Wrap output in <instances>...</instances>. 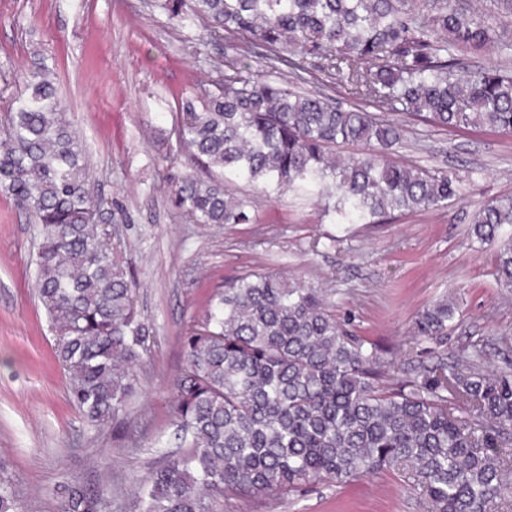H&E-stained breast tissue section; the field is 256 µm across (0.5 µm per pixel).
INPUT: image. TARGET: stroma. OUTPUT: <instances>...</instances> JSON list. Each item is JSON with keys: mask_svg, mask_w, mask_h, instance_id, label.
I'll list each match as a JSON object with an SVG mask.
<instances>
[{"mask_svg": "<svg viewBox=\"0 0 512 512\" xmlns=\"http://www.w3.org/2000/svg\"><path fill=\"white\" fill-rule=\"evenodd\" d=\"M199 28L169 21L152 0H0V122L35 55L55 69L63 110L102 198L101 226L137 285L136 310L155 342L140 370L130 422L92 426L73 403L55 337L34 294L37 230L0 192V473L23 512H57L68 483H111L112 512H127L139 483L173 440L172 383L186 362L182 338L221 282L261 269L322 288L351 334L375 345L393 374L416 348L412 327L447 298L459 323L437 356L473 344L493 372H512V290L495 279L494 246L471 234L484 200L512 196V136L445 130L403 119L396 161L463 178L451 208L405 212L379 224H340L316 199L276 194L242 180L249 224H199L177 204L187 178L209 179L181 150L182 102L203 107L224 80L225 48L193 45ZM417 487L384 471L315 482L281 496L233 498L221 512H422Z\"/></svg>", "mask_w": 512, "mask_h": 512, "instance_id": "obj_1", "label": "stroma"}]
</instances>
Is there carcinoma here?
Listing matches in <instances>:
<instances>
[{
	"label": "carcinoma",
	"instance_id": "obj_1",
	"mask_svg": "<svg viewBox=\"0 0 512 512\" xmlns=\"http://www.w3.org/2000/svg\"><path fill=\"white\" fill-rule=\"evenodd\" d=\"M199 39L232 52L224 92L178 113L179 146L220 178L185 180L178 203L199 224H249L232 174L266 191L304 187L340 224H377L394 212L439 210L464 197L448 173L389 159L402 125L344 109L294 87L305 75L344 78L349 94L382 112L443 129L512 136V70L460 75L465 53L494 42L491 17L456 0H157ZM288 67L260 77L254 48ZM45 60L0 135V189L39 226L37 295L66 367L73 401L91 422L124 414L137 368L152 353L137 318L135 283L98 229L80 138L60 111ZM339 143L364 152L336 159ZM471 233L500 242L496 277L512 289V198L476 209ZM457 307L418 316L415 335L440 341ZM187 362L174 379L177 451L135 491L132 512H216L220 500L284 496L312 482L398 470L424 494L426 512H512V377L486 373L483 351L451 365L418 361L393 378L381 354L349 336L324 293L274 271L253 272L209 295L183 337ZM112 488L72 483L60 512H110ZM0 512H22L0 476Z\"/></svg>",
	"mask_w": 512,
	"mask_h": 512
}]
</instances>
